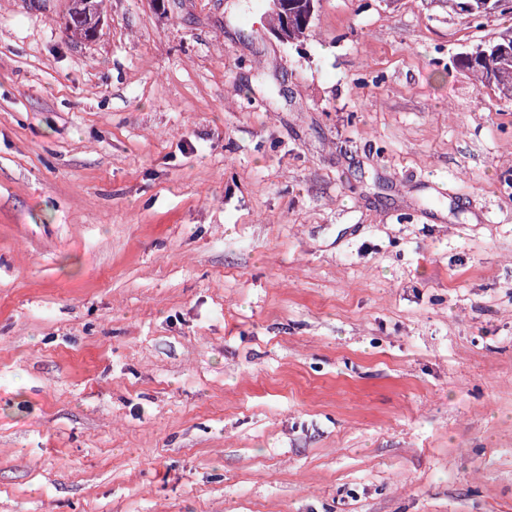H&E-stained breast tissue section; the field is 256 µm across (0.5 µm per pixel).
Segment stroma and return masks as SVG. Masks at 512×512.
Instances as JSON below:
<instances>
[{"mask_svg": "<svg viewBox=\"0 0 512 512\" xmlns=\"http://www.w3.org/2000/svg\"><path fill=\"white\" fill-rule=\"evenodd\" d=\"M265 5L0 0V512H512V16ZM103 0H67L65 1L63 16L67 15L70 22L65 28L72 36L81 39H90L91 30L102 15ZM313 3V9H311L312 16L310 19L297 17L295 23L288 27V29L284 30L283 39L281 35L277 32H271L276 38H278L281 41H286L287 43H304L308 38L311 36L312 33V22L314 19V16L318 10V7L320 5L321 0H311ZM494 59V69L487 71L483 59ZM458 66L477 83L493 88L500 98L512 101V30L500 33L457 59Z\"/></svg>", "mask_w": 512, "mask_h": 512, "instance_id": "obj_1", "label": "stroma"}]
</instances>
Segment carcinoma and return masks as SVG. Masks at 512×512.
Wrapping results in <instances>:
<instances>
[{"label": "carcinoma", "instance_id": "carcinoma-1", "mask_svg": "<svg viewBox=\"0 0 512 512\" xmlns=\"http://www.w3.org/2000/svg\"><path fill=\"white\" fill-rule=\"evenodd\" d=\"M103 0H65L64 14L70 22L66 30L72 36L90 39L96 21L103 18ZM448 8L473 22L496 14H512V0H448ZM313 19L296 18L284 30L283 40L303 43L311 36ZM458 66L471 74L477 83L499 93L500 98L512 101V30L500 33L475 49L461 54Z\"/></svg>", "mask_w": 512, "mask_h": 512}]
</instances>
